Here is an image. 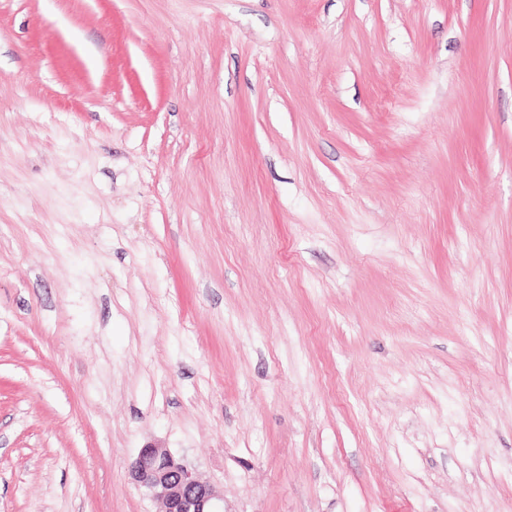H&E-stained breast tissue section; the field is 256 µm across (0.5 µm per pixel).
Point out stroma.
I'll return each mask as SVG.
<instances>
[{
  "label": "stroma",
  "mask_w": 512,
  "mask_h": 512,
  "mask_svg": "<svg viewBox=\"0 0 512 512\" xmlns=\"http://www.w3.org/2000/svg\"><path fill=\"white\" fill-rule=\"evenodd\" d=\"M512 512V0H0V512ZM134 486L162 512H224V494L167 448L147 445L129 465Z\"/></svg>",
  "instance_id": "35a3bbf8"
}]
</instances>
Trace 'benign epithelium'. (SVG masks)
I'll list each match as a JSON object with an SVG mask.
<instances>
[{
	"label": "benign epithelium",
	"mask_w": 512,
	"mask_h": 512,
	"mask_svg": "<svg viewBox=\"0 0 512 512\" xmlns=\"http://www.w3.org/2000/svg\"><path fill=\"white\" fill-rule=\"evenodd\" d=\"M134 486L162 512H224V494L168 449L147 445L129 465Z\"/></svg>",
	"instance_id": "7a95c632"
}]
</instances>
